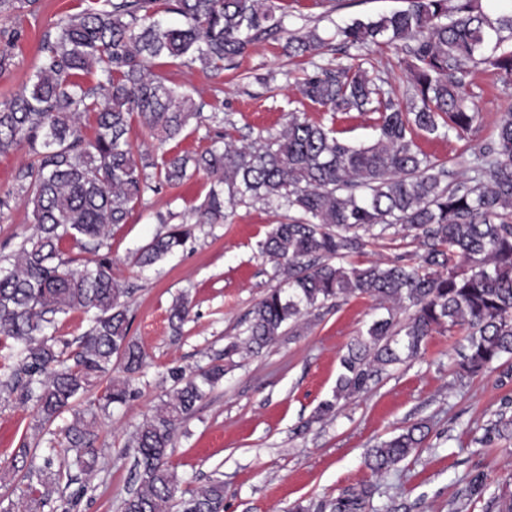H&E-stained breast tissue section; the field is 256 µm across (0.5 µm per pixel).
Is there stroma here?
<instances>
[{
  "instance_id": "stroma-1",
  "label": "stroma",
  "mask_w": 512,
  "mask_h": 512,
  "mask_svg": "<svg viewBox=\"0 0 512 512\" xmlns=\"http://www.w3.org/2000/svg\"><path fill=\"white\" fill-rule=\"evenodd\" d=\"M275 2L284 34L256 44L234 66L218 73L170 67V74L205 103L203 122L181 142V149L220 147L227 134L240 141L264 140L278 135L294 112L313 122L334 123L341 138L351 143L371 141L369 117L356 112L332 116L298 94V80L315 62L346 64L359 57L396 99L409 98L402 51H352L339 48L333 38L336 27L405 9L406 0ZM86 6V0H40L35 13L0 19V31L19 34L9 48L12 64L0 74V100L27 83L49 26ZM310 29L326 39L322 53L311 62L288 58V34ZM468 81L479 112L469 139L416 136L438 166L459 173L472 165V144L491 139L501 114L512 111V87L503 85L492 68L476 67ZM212 185V177L201 173L184 185L147 192L127 223L109 234L112 275L130 290L131 335L145 351L146 366L132 382L134 398L99 418L95 446L104 466L91 475L87 494L72 512H120L133 485L132 434L165 400L173 386L172 370L189 372L212 362L223 364L224 379L179 429L169 463L185 489L222 480L224 512H296L300 507L319 512L321 504L365 484L376 488L365 512H451L452 502L466 499L467 482L474 475H483L489 491L512 489V440L480 442L499 415L512 417V360L494 363L474 377L461 376L463 337L458 332L430 336L415 358L388 366L367 391L318 422L313 416L333 395L348 344L381 314L370 296L350 297L311 319L300 335L283 336L260 353L225 358L224 348L243 330L245 315L277 284L273 265L260 256L258 244L289 212L245 200L229 208L224 222L200 223ZM172 224L190 230L183 247L139 268L135 252ZM33 232L29 209L11 200L0 209V259L12 255ZM423 251L413 231L398 226L371 239L349 261L355 266L387 263ZM180 296L192 310L177 333L169 311ZM70 419V414L61 415L56 431ZM416 422L431 428L423 448L374 476L365 464L368 450ZM56 431L38 426L33 404L0 393L1 499L18 501L26 487L21 473L9 466L15 448L24 442L41 451L59 446Z\"/></svg>"
}]
</instances>
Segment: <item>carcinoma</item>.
Wrapping results in <instances>:
<instances>
[{
    "label": "carcinoma",
    "instance_id": "1",
    "mask_svg": "<svg viewBox=\"0 0 512 512\" xmlns=\"http://www.w3.org/2000/svg\"><path fill=\"white\" fill-rule=\"evenodd\" d=\"M38 0H0V17L36 12ZM177 25L158 19L157 0H94V6L58 18L39 43L27 84L0 101V154L26 149L33 162L18 170L0 208L12 196L32 207L35 233L0 266V336L17 345V361L0 385L22 403L33 402L40 427L72 412L63 429L67 465L99 469L94 448L98 412L124 405L145 354L129 336L122 298L128 289L112 277V257L101 252L112 227L125 224L145 193L175 187L196 172L216 178L202 222L224 221L225 209L249 199L296 212L276 224L259 244L275 263L278 285L249 312L246 349L258 353L276 343L287 325L339 300L366 294L387 311L347 347L332 398L314 418L336 412L340 401L367 390L382 367L416 356L429 336L457 328L465 336L461 370L475 375L512 357V112L502 115L496 136L473 147L470 174L437 168L415 142V133L465 138L478 118L467 91L470 67H492L512 83V15L490 17L479 0H409L391 14L356 19L336 31L345 47H401L416 99L404 105L370 77L362 63L316 67L298 82L300 96L328 112L374 114L375 137L350 144L336 128L292 115L285 129L263 143L225 142L200 154L166 148L190 134L203 104L170 74L155 70L169 59L219 72L253 45L282 29L274 0H165ZM325 41L314 30L294 34L288 55L317 56ZM99 71L96 82L82 75ZM93 120L94 135L84 133ZM138 122L157 141L155 152L134 159L130 140ZM157 170L151 180L147 169ZM448 184H442L443 177ZM401 224L421 232L425 254L366 267L347 264L361 253L375 227ZM182 224L157 234L135 255L150 267L181 247ZM74 242L94 255L80 269L63 258ZM412 314L403 324L396 310ZM84 314L89 329L77 349L46 334L55 317ZM188 302L170 311L176 329L189 318ZM123 377H112L114 368ZM108 378L104 393L87 408L76 401ZM175 387L133 435L137 486L122 512H224V482L215 480L179 494L168 465L177 430L223 379L211 364L190 375L172 372ZM428 427L415 423L368 450L366 465L383 475L421 447ZM512 436V418L499 417L482 439ZM54 454L28 465L27 497L17 510L38 507L60 483ZM367 484L324 507L363 512L374 495ZM487 512H512V492L491 494Z\"/></svg>",
    "mask_w": 512,
    "mask_h": 512
}]
</instances>
